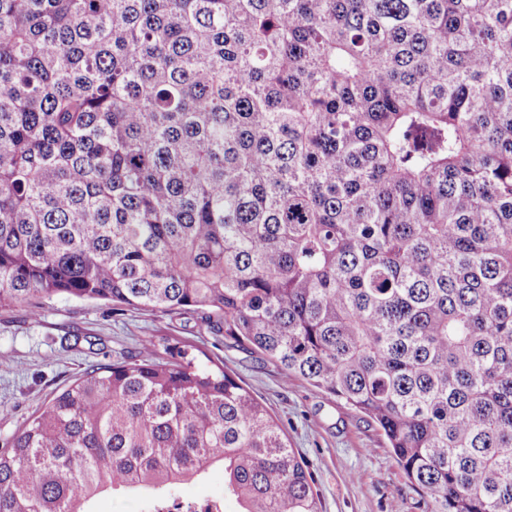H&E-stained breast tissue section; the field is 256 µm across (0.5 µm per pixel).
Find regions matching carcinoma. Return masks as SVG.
Masks as SVG:
<instances>
[{
  "mask_svg": "<svg viewBox=\"0 0 512 512\" xmlns=\"http://www.w3.org/2000/svg\"><path fill=\"white\" fill-rule=\"evenodd\" d=\"M200 313L381 430L430 512H512V0H0V307ZM195 345L87 370L0 512H322ZM181 490L183 498L222 495L224 493V472L220 469L213 470L203 481L185 484ZM141 503L130 497H117L112 493L102 494L93 506L95 512H141Z\"/></svg>",
  "mask_w": 512,
  "mask_h": 512,
  "instance_id": "obj_1",
  "label": "carcinoma"
}]
</instances>
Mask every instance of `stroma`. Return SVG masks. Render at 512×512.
Here are the masks:
<instances>
[{
	"label": "stroma",
	"mask_w": 512,
	"mask_h": 512,
	"mask_svg": "<svg viewBox=\"0 0 512 512\" xmlns=\"http://www.w3.org/2000/svg\"><path fill=\"white\" fill-rule=\"evenodd\" d=\"M152 336L201 347V365L234 374L308 465L323 512H428L378 426L264 355L231 345L199 318L56 296L0 308V449L55 394L99 364L124 361Z\"/></svg>",
	"instance_id": "stroma-1"
}]
</instances>
